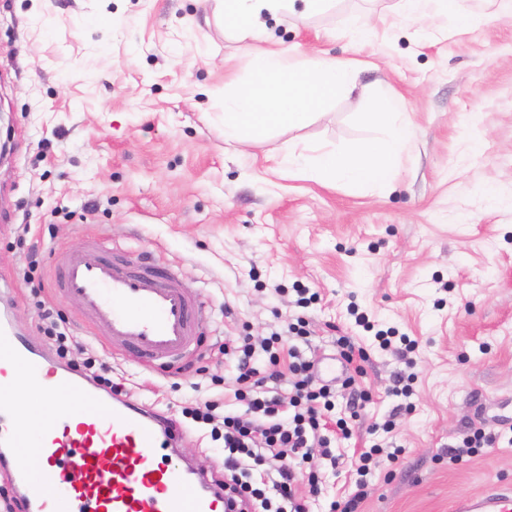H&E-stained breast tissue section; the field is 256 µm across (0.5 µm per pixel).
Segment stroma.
Wrapping results in <instances>:
<instances>
[{"mask_svg": "<svg viewBox=\"0 0 512 512\" xmlns=\"http://www.w3.org/2000/svg\"><path fill=\"white\" fill-rule=\"evenodd\" d=\"M397 0H336L307 21L262 15L268 45L363 61L357 90L304 127L247 146L224 142V93L244 87L254 41L213 18V0H0V280L30 341L56 352L38 316L50 308L108 378L168 412L175 459L224 478V442L182 410L205 400L237 410L224 341L266 337L303 318L304 358L338 354L346 335L369 358L337 389L334 419L359 390L371 398L350 438L316 461L315 512L356 490L353 453L400 448L367 477L359 512H452L490 482L512 486V446L450 464L468 422L512 432V13L468 0L475 22L437 28L398 16ZM372 36L350 45L346 18ZM410 102L417 136L391 188L353 192L277 170L287 143L346 146L375 137L361 115L383 90ZM478 151H470L472 140ZM166 265L197 293L205 321L179 368L148 367L90 335L75 300L56 295L58 253L79 238ZM35 270H28L29 261ZM317 300L296 305L297 291ZM414 340L411 359L374 329ZM410 408L392 396L401 378ZM393 420L392 432H374Z\"/></svg>", "mask_w": 512, "mask_h": 512, "instance_id": "35a3bbf8", "label": "stroma"}]
</instances>
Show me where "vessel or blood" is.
<instances>
[{
  "label": "vessel or blood",
  "instance_id": "obj_1",
  "mask_svg": "<svg viewBox=\"0 0 512 512\" xmlns=\"http://www.w3.org/2000/svg\"><path fill=\"white\" fill-rule=\"evenodd\" d=\"M53 277L91 327L104 328L111 348L145 365L194 353L202 303L167 267L82 241L61 251ZM34 405L53 430L27 426ZM180 435L164 412L101 393L0 316V476L23 512H231L223 484L159 459ZM453 510L512 512V490L459 498Z\"/></svg>",
  "mask_w": 512,
  "mask_h": 512
}]
</instances>
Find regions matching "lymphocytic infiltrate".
<instances>
[{"label": "lymphocytic infiltrate", "instance_id": "lymphocytic-infiltrate-1", "mask_svg": "<svg viewBox=\"0 0 512 512\" xmlns=\"http://www.w3.org/2000/svg\"><path fill=\"white\" fill-rule=\"evenodd\" d=\"M260 351L268 355L267 367L255 362ZM224 352L234 358L231 391L244 411L219 419L208 402L186 409V417L204 425L221 422L228 494L240 503L241 512H311L321 480L316 470H304L303 465L330 444L322 432L323 417L335 406V390L315 382L311 360L286 345L280 333L259 341L248 334L237 337L225 342ZM285 371L292 376L288 393L267 395L266 383ZM262 465L275 471L277 480L260 479ZM302 481L309 486L308 494L296 491Z\"/></svg>", "mask_w": 512, "mask_h": 512}]
</instances>
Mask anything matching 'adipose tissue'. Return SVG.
Masks as SVG:
<instances>
[{
	"label": "adipose tissue",
	"instance_id": "obj_1",
	"mask_svg": "<svg viewBox=\"0 0 512 512\" xmlns=\"http://www.w3.org/2000/svg\"><path fill=\"white\" fill-rule=\"evenodd\" d=\"M215 0L225 26L245 37L262 39L257 20L297 12L299 19L329 8L332 0ZM406 16L427 21L436 15L455 17L468 24L465 0H397ZM356 63L322 51L304 52L296 47L267 48L254 52L247 88L224 95V139L246 144L263 140L271 131L297 128L313 115L322 113L355 88ZM410 104L401 94L388 93L379 99L364 120L375 127V138L346 148H283L278 154L281 168L308 173L324 184L361 191L369 187L389 188L402 158L409 154L415 137Z\"/></svg>",
	"mask_w": 512,
	"mask_h": 512
}]
</instances>
